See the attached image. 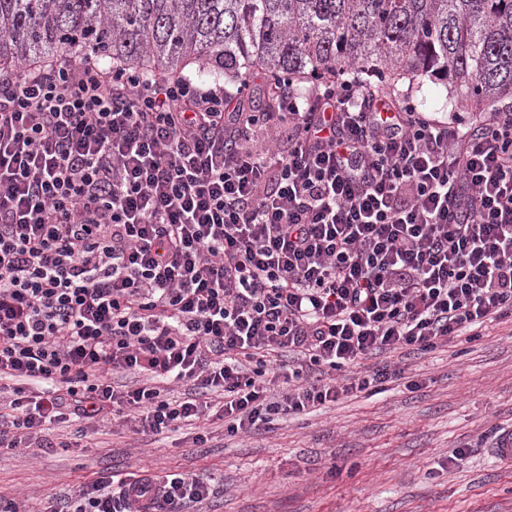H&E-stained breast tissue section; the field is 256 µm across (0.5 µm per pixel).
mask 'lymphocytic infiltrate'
<instances>
[{"label": "lymphocytic infiltrate", "mask_w": 512, "mask_h": 512, "mask_svg": "<svg viewBox=\"0 0 512 512\" xmlns=\"http://www.w3.org/2000/svg\"><path fill=\"white\" fill-rule=\"evenodd\" d=\"M269 93L250 112L240 89L63 55L0 72V449L70 417L246 433L402 376L360 360L512 318V112L440 120L355 80ZM212 492L99 472L47 512Z\"/></svg>", "instance_id": "1"}]
</instances>
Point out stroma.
<instances>
[{
	"label": "stroma",
	"mask_w": 512,
	"mask_h": 512,
	"mask_svg": "<svg viewBox=\"0 0 512 512\" xmlns=\"http://www.w3.org/2000/svg\"><path fill=\"white\" fill-rule=\"evenodd\" d=\"M407 94L422 112L458 109L442 85L400 80L394 96ZM390 363L405 377L385 392L280 417L249 436L225 434L218 420L161 434L107 418L52 424L51 447L0 451V512L12 503L45 512L95 471L209 476L213 495L188 512H512V467L476 445L512 425V321L488 324L471 343L381 354L364 366Z\"/></svg>",
	"instance_id": "1"
}]
</instances>
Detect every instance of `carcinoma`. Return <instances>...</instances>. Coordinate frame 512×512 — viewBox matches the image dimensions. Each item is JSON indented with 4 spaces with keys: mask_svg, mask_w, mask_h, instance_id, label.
<instances>
[{
    "mask_svg": "<svg viewBox=\"0 0 512 512\" xmlns=\"http://www.w3.org/2000/svg\"><path fill=\"white\" fill-rule=\"evenodd\" d=\"M63 50L230 82L445 79L484 112L512 97V0H0V69Z\"/></svg>",
    "mask_w": 512,
    "mask_h": 512,
    "instance_id": "carcinoma-1",
    "label": "carcinoma"
}]
</instances>
